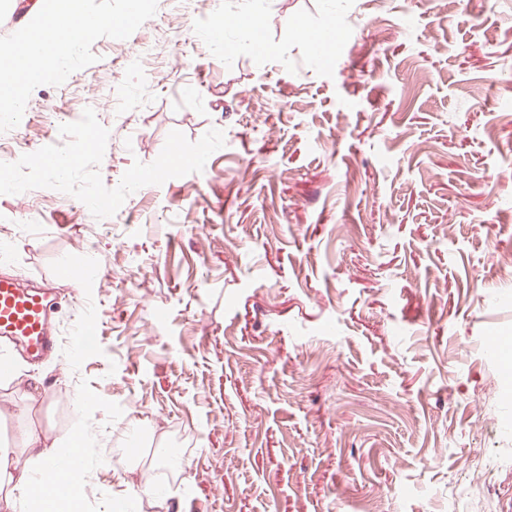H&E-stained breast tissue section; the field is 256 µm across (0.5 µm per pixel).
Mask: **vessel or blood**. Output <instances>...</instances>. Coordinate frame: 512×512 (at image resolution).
<instances>
[{
    "label": "vessel or blood",
    "mask_w": 512,
    "mask_h": 512,
    "mask_svg": "<svg viewBox=\"0 0 512 512\" xmlns=\"http://www.w3.org/2000/svg\"><path fill=\"white\" fill-rule=\"evenodd\" d=\"M62 341L63 326L51 289L26 285L14 274L0 272V345L39 364L57 357Z\"/></svg>",
    "instance_id": "1"
}]
</instances>
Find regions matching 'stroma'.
<instances>
[{
  "mask_svg": "<svg viewBox=\"0 0 512 512\" xmlns=\"http://www.w3.org/2000/svg\"><path fill=\"white\" fill-rule=\"evenodd\" d=\"M81 6L97 37L25 87L40 130L0 144V162L62 144L69 163L31 174L26 198L0 185V270L57 283L95 267L112 288L58 283L64 327L90 318L94 350L19 359L0 381L17 471L35 469L27 429L88 449L115 439L125 401L148 425L139 455L86 456L84 512H361L376 495L382 512H466L472 458L495 464L481 497L512 512V434L493 431L512 424V381L490 398L512 346L488 355L512 336V281L493 266L512 253V0ZM247 20L263 54L240 39ZM86 190L97 205L76 202ZM71 387L93 429L63 417ZM177 448L176 486H143Z\"/></svg>",
  "mask_w": 512,
  "mask_h": 512,
  "instance_id": "35a3bbf8",
  "label": "stroma"
}]
</instances>
